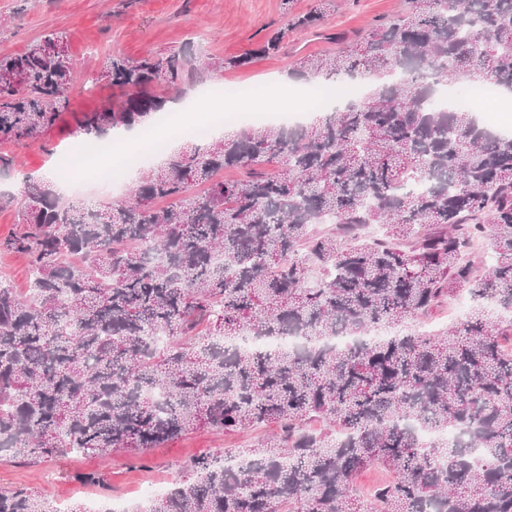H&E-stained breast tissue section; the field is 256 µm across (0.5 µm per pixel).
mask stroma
Wrapping results in <instances>:
<instances>
[{
	"label": "stroma",
	"mask_w": 512,
	"mask_h": 512,
	"mask_svg": "<svg viewBox=\"0 0 512 512\" xmlns=\"http://www.w3.org/2000/svg\"><path fill=\"white\" fill-rule=\"evenodd\" d=\"M336 3L335 12L321 22L322 36L289 31L277 54L254 59L242 69L195 73L181 86L179 98L224 85L256 89V97L241 102L246 110L261 101L276 105L284 100L312 108V99L299 97L297 85L288 81L297 56L347 51L359 36L400 7V0ZM315 4L316 0H0V55L21 52L45 34L63 33L79 85L67 111L40 140L0 143V153L16 159L9 175L0 174V191L16 195L24 176L54 174L58 156L76 139L75 116L111 105L119 97L118 89L96 79L107 55L163 56L189 41L213 59L243 55L274 31L286 28L292 15L307 12ZM330 33L341 34V41H327ZM269 433L266 427L235 434L197 429L150 449L138 461L117 453L45 459L30 465L0 455V489L29 488L62 508L118 499L131 510L143 508L148 501L138 497L137 491L144 485L184 478V466L197 457L222 450L242 452ZM83 472L103 474L105 487L79 483L76 476Z\"/></svg>",
	"instance_id": "obj_1"
}]
</instances>
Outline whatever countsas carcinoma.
<instances>
[{
    "label": "carcinoma",
    "instance_id": "obj_1",
    "mask_svg": "<svg viewBox=\"0 0 512 512\" xmlns=\"http://www.w3.org/2000/svg\"><path fill=\"white\" fill-rule=\"evenodd\" d=\"M334 9L318 0L208 68L273 55ZM194 60L190 42L112 54L99 78L122 99L75 117L76 136L149 124ZM294 74L373 82L311 122L176 148L124 200L76 205L25 177L20 228L0 240L31 269L26 297L0 278V453L137 457L200 428L275 424L240 471L200 457L144 512H512V135L435 103L454 83L512 91V0H404L353 49L303 55ZM74 91L59 33L0 56V142L40 138ZM479 240L497 255L485 272L469 257ZM463 290L465 320L407 329ZM368 330L390 336L320 346ZM296 332L301 349L224 348ZM411 420L458 437L426 443ZM372 466L395 479L364 507L354 484ZM0 512L58 510L17 488L0 490Z\"/></svg>",
    "mask_w": 512,
    "mask_h": 512
}]
</instances>
